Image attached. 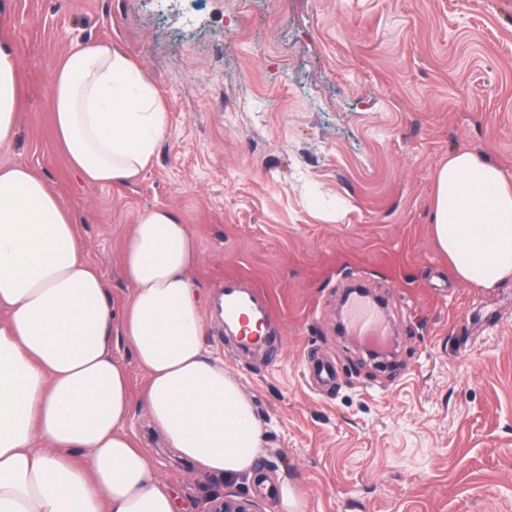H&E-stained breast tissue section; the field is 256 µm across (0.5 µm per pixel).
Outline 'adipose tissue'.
<instances>
[{
  "label": "adipose tissue",
  "mask_w": 512,
  "mask_h": 512,
  "mask_svg": "<svg viewBox=\"0 0 512 512\" xmlns=\"http://www.w3.org/2000/svg\"><path fill=\"white\" fill-rule=\"evenodd\" d=\"M20 96L17 60L0 39V144L18 134ZM165 118L157 90L109 44L75 47L53 77L54 136L88 182L137 180ZM432 236L459 281L512 279V176L472 152L449 154L434 175ZM80 238L41 175L0 167V512H177L126 430L137 405L198 473H252L264 426L206 348L190 226L168 206L136 214L118 302ZM116 339L132 350L141 387Z\"/></svg>",
  "instance_id": "adipose-tissue-1"
}]
</instances>
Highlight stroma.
I'll list each match as a JSON object with an SVG mask.
<instances>
[{
	"label": "stroma",
	"instance_id": "obj_1",
	"mask_svg": "<svg viewBox=\"0 0 512 512\" xmlns=\"http://www.w3.org/2000/svg\"><path fill=\"white\" fill-rule=\"evenodd\" d=\"M20 65L19 135L0 166L41 174L111 286L135 214L194 231L207 346L265 424L254 475L191 472L144 411L130 430L187 512L214 495L279 512H512V281L456 279L431 232L435 170L469 151L512 174V0H0ZM79 43L125 53L167 126L131 186L88 184L51 133L52 80ZM257 289L283 355L243 351L213 307ZM385 302L397 358L336 332L342 291ZM338 368L315 392L305 352Z\"/></svg>",
	"mask_w": 512,
	"mask_h": 512
}]
</instances>
